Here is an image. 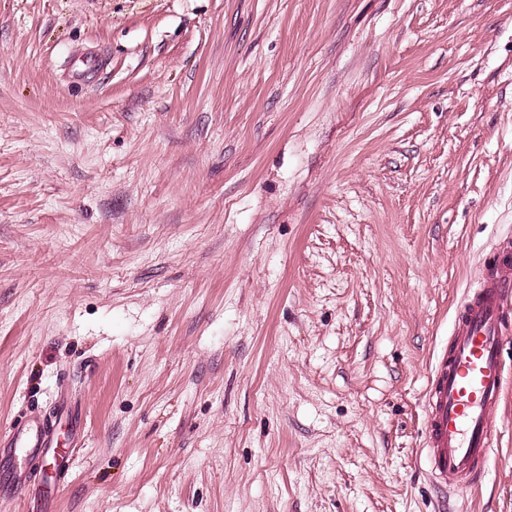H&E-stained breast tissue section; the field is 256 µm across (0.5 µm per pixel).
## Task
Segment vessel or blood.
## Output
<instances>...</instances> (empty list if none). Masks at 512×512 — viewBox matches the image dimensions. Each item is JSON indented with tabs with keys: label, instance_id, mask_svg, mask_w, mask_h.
<instances>
[{
	"label": "vessel or blood",
	"instance_id": "1",
	"mask_svg": "<svg viewBox=\"0 0 512 512\" xmlns=\"http://www.w3.org/2000/svg\"><path fill=\"white\" fill-rule=\"evenodd\" d=\"M512 330V246L497 247L456 307L447 348L438 355L423 419L426 464L451 489L482 483L493 448L490 414L501 397L502 347ZM0 450L65 456L48 424L29 420Z\"/></svg>",
	"mask_w": 512,
	"mask_h": 512
}]
</instances>
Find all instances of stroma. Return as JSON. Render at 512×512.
Instances as JSON below:
<instances>
[{"mask_svg":"<svg viewBox=\"0 0 512 512\" xmlns=\"http://www.w3.org/2000/svg\"><path fill=\"white\" fill-rule=\"evenodd\" d=\"M89 85L71 83L82 54ZM512 238V0H0V512H512L421 457ZM50 434V427L45 421L32 419L23 427L16 429L8 439H0V454L20 453L31 455L36 453H50L54 456L64 457L65 448H58Z\"/></svg>","mask_w":512,"mask_h":512,"instance_id":"obj_1","label":"stroma"}]
</instances>
